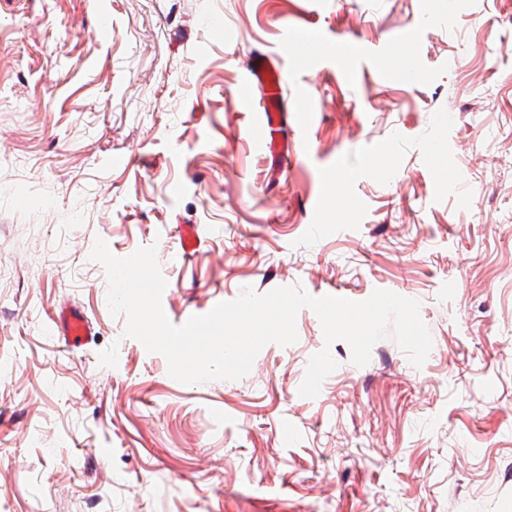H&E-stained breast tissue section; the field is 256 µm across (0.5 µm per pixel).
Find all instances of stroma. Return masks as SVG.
Segmentation results:
<instances>
[{
    "label": "stroma",
    "mask_w": 512,
    "mask_h": 512,
    "mask_svg": "<svg viewBox=\"0 0 512 512\" xmlns=\"http://www.w3.org/2000/svg\"><path fill=\"white\" fill-rule=\"evenodd\" d=\"M509 15L512 0H0V512H512ZM305 23L373 53L282 51ZM255 56L284 80L276 155L236 96ZM406 67L410 83L378 78ZM439 136L451 167L431 162ZM181 224L201 238L185 257ZM99 238L120 258L156 245L175 325L247 287L383 289L419 301L433 347L417 368L385 338L358 367L335 342L338 369L304 398L325 346L305 308L297 342L245 378L185 385L111 316ZM67 305L92 326L70 350L51 329Z\"/></svg>",
    "instance_id": "1"
}]
</instances>
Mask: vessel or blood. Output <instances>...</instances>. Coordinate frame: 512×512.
<instances>
[{
  "label": "vessel or blood",
  "instance_id": "1",
  "mask_svg": "<svg viewBox=\"0 0 512 512\" xmlns=\"http://www.w3.org/2000/svg\"><path fill=\"white\" fill-rule=\"evenodd\" d=\"M273 74L264 59L252 58L247 73L237 89V96L252 114L250 137L253 144L261 150L267 149L274 129L275 115L267 107L265 97L274 90ZM262 91L263 99H256L255 91ZM53 330L64 348L71 349L81 345L90 333L85 315L75 308L61 309L53 321Z\"/></svg>",
  "mask_w": 512,
  "mask_h": 512
}]
</instances>
